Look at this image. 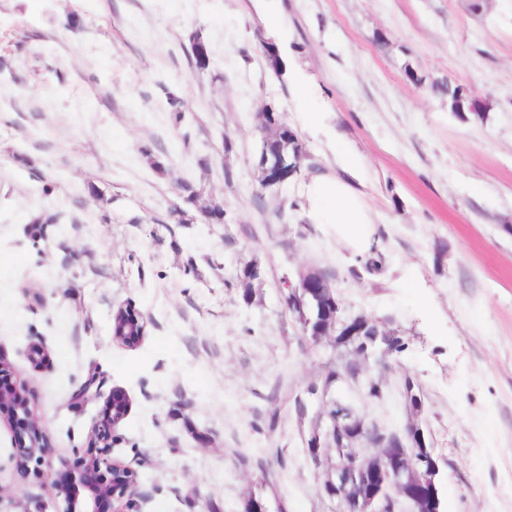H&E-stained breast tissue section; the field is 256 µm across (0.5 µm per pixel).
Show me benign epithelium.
I'll use <instances>...</instances> for the list:
<instances>
[{
    "label": "benign epithelium",
    "instance_id": "benign-epithelium-1",
    "mask_svg": "<svg viewBox=\"0 0 512 512\" xmlns=\"http://www.w3.org/2000/svg\"><path fill=\"white\" fill-rule=\"evenodd\" d=\"M257 129L262 139L282 137L284 125L271 109L257 113ZM307 152L304 147L291 154L270 157L256 156L255 167L260 172V183L267 188L285 182L298 173ZM291 292L288 307L298 312L303 335L318 342L326 336H358L376 320L364 314L346 316L336 289L328 278L317 270H300L296 282H288ZM127 316L125 335L114 337V341L127 347L138 346L146 335L148 318L130 306H118ZM26 386L11 378L9 362L0 355V418L6 419L13 428L17 440L20 464L36 463L34 474L47 465L54 469L55 449L47 437L41 419L30 406L25 395ZM130 400L122 391L112 392L97 416L90 435V446L74 462L61 458L54 481V499L59 509L55 512H141L137 500L143 498L139 492L138 470L129 464L111 458L114 433L127 417ZM329 425L324 431L312 434L310 457L318 459L326 448H335L346 442L354 448L370 443V428L363 419L345 411L337 416H328ZM426 446L422 428L415 419H410L405 428L393 434L392 447L396 451L380 453L375 449L368 463L358 472L355 484L358 495L352 499L338 485H347L349 470L345 460L336 457L334 477L326 484L328 496L336 501V512H382L386 499L400 496L397 477L404 470L413 472L412 487L406 492L408 498L420 502L438 500V490L430 473L438 468L434 461L426 467L419 466L422 459L415 453H406V448Z\"/></svg>",
    "mask_w": 512,
    "mask_h": 512
}]
</instances>
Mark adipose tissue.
Returning <instances> with one entry per match:
<instances>
[{
  "label": "adipose tissue",
  "instance_id": "ef3b65f1",
  "mask_svg": "<svg viewBox=\"0 0 512 512\" xmlns=\"http://www.w3.org/2000/svg\"><path fill=\"white\" fill-rule=\"evenodd\" d=\"M313 223L329 225L337 239L363 251L373 238V220L363 199L338 177L321 175L305 186Z\"/></svg>",
  "mask_w": 512,
  "mask_h": 512
}]
</instances>
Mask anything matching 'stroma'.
<instances>
[{"label":"stroma","mask_w":512,"mask_h":512,"mask_svg":"<svg viewBox=\"0 0 512 512\" xmlns=\"http://www.w3.org/2000/svg\"><path fill=\"white\" fill-rule=\"evenodd\" d=\"M472 2L0 0V355L57 456L85 452L119 389L131 408L112 456L152 461L142 512H244L251 499L334 512L323 485L336 453L315 463L306 448L320 408L300 419L294 400L336 352L284 303V280L313 268L346 313L405 344L381 401L350 391L357 411L402 429L412 378L451 463L445 512H512V0ZM195 31L211 51L203 73L189 63ZM441 84L483 100V119L450 111ZM267 107L309 158L264 189ZM343 152L373 214L375 272L306 213L305 183L342 175ZM184 180L189 224L174 212ZM57 211L63 223H37ZM250 260L263 276L246 301L236 273ZM120 305L149 319L136 348L112 339ZM38 341L50 361L36 370ZM92 371L99 396L69 408ZM53 510L51 477L24 475L0 421V512Z\"/></svg>","instance_id":"35a3bbf8"}]
</instances>
